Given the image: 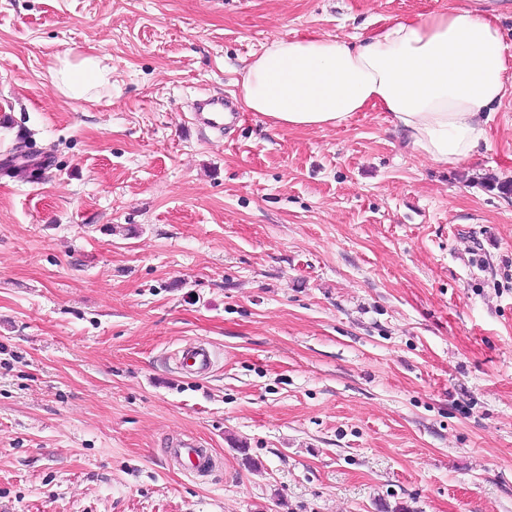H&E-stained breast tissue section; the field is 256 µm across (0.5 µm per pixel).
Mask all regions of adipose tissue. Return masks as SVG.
<instances>
[{"label":"adipose tissue","mask_w":512,"mask_h":512,"mask_svg":"<svg viewBox=\"0 0 512 512\" xmlns=\"http://www.w3.org/2000/svg\"><path fill=\"white\" fill-rule=\"evenodd\" d=\"M111 71L96 54L64 62L53 80L72 100L97 96ZM512 86L494 13L472 0L398 20L358 46L308 34L273 43L245 67L242 103L275 125L324 128L377 108L402 128L413 152L454 166L485 140L489 107Z\"/></svg>","instance_id":"adipose-tissue-1"}]
</instances>
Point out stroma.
I'll return each mask as SVG.
<instances>
[{
	"label": "stroma",
	"mask_w": 512,
	"mask_h": 512,
	"mask_svg": "<svg viewBox=\"0 0 512 512\" xmlns=\"http://www.w3.org/2000/svg\"><path fill=\"white\" fill-rule=\"evenodd\" d=\"M447 6L0 0V512H512V94L455 166L378 109L191 122L273 42ZM111 70L102 65L97 54H84L78 62L65 61L54 70L53 80L59 91L72 100H90L109 84ZM173 359L177 368L184 374L200 377L208 375L213 370L218 353L208 343L189 342L173 354ZM170 456L177 461L190 477L208 475L214 466L213 452L196 438L179 436L172 438L168 445Z\"/></svg>",
	"instance_id": "obj_1"
}]
</instances>
